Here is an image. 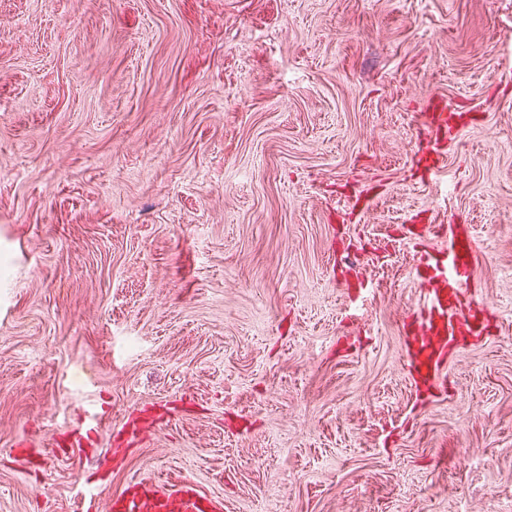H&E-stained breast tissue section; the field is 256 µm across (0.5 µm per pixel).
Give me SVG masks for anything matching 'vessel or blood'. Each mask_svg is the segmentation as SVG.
Segmentation results:
<instances>
[{"label": "vessel or blood", "mask_w": 512, "mask_h": 512, "mask_svg": "<svg viewBox=\"0 0 512 512\" xmlns=\"http://www.w3.org/2000/svg\"><path fill=\"white\" fill-rule=\"evenodd\" d=\"M420 129L426 138L429 175L444 166L446 141L457 136L447 103L429 100L420 114ZM413 243H431L430 251L418 258L415 267L420 301L402 326L409 380L421 392L443 384L450 359L459 351L464 337L486 335L481 300L474 283L475 243L465 224H411L404 228ZM79 427L54 439L55 446L82 447L103 418L95 405L82 412ZM84 512H222L221 501L202 493L191 482L163 489L144 480H133L112 495L94 490L82 494Z\"/></svg>", "instance_id": "b4317fda"}]
</instances>
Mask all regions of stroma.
Masks as SVG:
<instances>
[{
    "label": "stroma",
    "mask_w": 512,
    "mask_h": 512,
    "mask_svg": "<svg viewBox=\"0 0 512 512\" xmlns=\"http://www.w3.org/2000/svg\"><path fill=\"white\" fill-rule=\"evenodd\" d=\"M504 77L512 0H0V512L135 478L224 512H512ZM431 97L482 121L428 184ZM424 209L470 225L491 332L418 395ZM88 398L95 447H52Z\"/></svg>",
    "instance_id": "obj_1"
}]
</instances>
